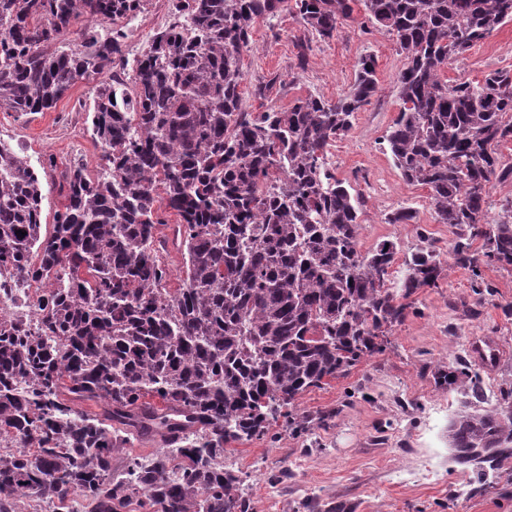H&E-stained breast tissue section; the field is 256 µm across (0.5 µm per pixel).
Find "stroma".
<instances>
[{"instance_id":"obj_1","label":"stroma","mask_w":512,"mask_h":512,"mask_svg":"<svg viewBox=\"0 0 512 512\" xmlns=\"http://www.w3.org/2000/svg\"><path fill=\"white\" fill-rule=\"evenodd\" d=\"M241 59L243 107L285 110L307 95L336 100L348 92L364 56H374L378 86L351 129L329 149L328 164L365 202L361 246L396 242L407 256L427 233L451 273L439 287L419 289L383 352L363 359L342 377L303 393L294 413L325 425L304 435L273 424L266 439L239 440L225 462L242 478L253 512H512V483L477 488L471 469L451 458L448 423L465 399L462 388L438 385V367L479 374L483 404L505 409L512 389V267L456 265L454 230L436 223L426 189L407 184L384 137L398 109L396 78L404 64L395 39L362 12L323 40L295 11L257 20ZM512 70V21L497 27L458 62L448 81L477 82L494 70ZM95 80L78 81L54 109L35 120L0 109V140L23 147L42 184V221L52 224L65 202L55 183L59 169L82 163L96 175L100 147L92 136ZM54 156L57 171L43 169ZM413 208L409 224L388 215ZM497 350L487 363L481 349Z\"/></svg>"}]
</instances>
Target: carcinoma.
<instances>
[{
	"mask_svg": "<svg viewBox=\"0 0 512 512\" xmlns=\"http://www.w3.org/2000/svg\"><path fill=\"white\" fill-rule=\"evenodd\" d=\"M149 0H0V108L52 109L79 80L103 77L91 124L95 178L61 172L64 208L42 232V186L27 155L0 143V267L56 288L29 300L31 327L0 319V512L34 491L54 512H251L225 445L260 439L299 395L383 350L408 299L450 270L431 246L393 279L397 244L360 248L363 203L327 167L328 149L377 88L361 59L335 101L246 112L241 54L259 18L288 0H168L170 22L128 69L121 20ZM404 54L394 165L456 228L457 263L512 267V203L486 229L490 183L512 179V72L450 84L442 70L499 25L512 0H294L302 23L334 37L354 8ZM88 24L76 29L82 20ZM183 287L154 248L167 220ZM26 235L21 236L17 231ZM94 401L101 411L78 408ZM137 438L153 460H115ZM452 460L477 482L512 481V415L468 406L448 424Z\"/></svg>",
	"mask_w": 512,
	"mask_h": 512,
	"instance_id": "1",
	"label": "carcinoma"
}]
</instances>
